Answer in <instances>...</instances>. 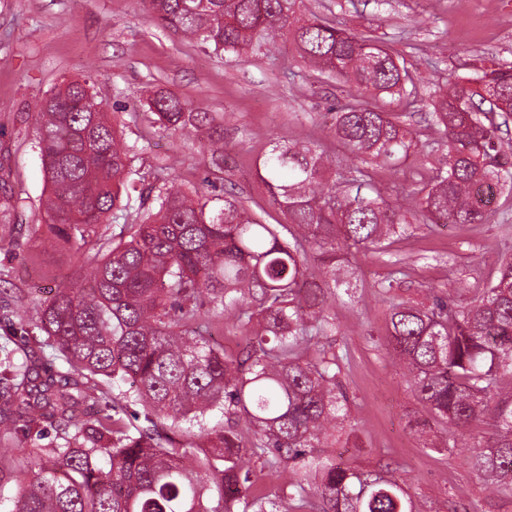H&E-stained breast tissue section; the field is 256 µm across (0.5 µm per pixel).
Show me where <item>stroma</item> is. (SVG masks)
Returning a JSON list of instances; mask_svg holds the SVG:
<instances>
[{
	"mask_svg": "<svg viewBox=\"0 0 512 512\" xmlns=\"http://www.w3.org/2000/svg\"><path fill=\"white\" fill-rule=\"evenodd\" d=\"M305 8L377 39L413 76L418 103L410 121L424 150L400 166L369 169L395 200L418 191L438 165L441 133L426 108L434 90L485 68H512V0H305ZM84 77L135 146L137 175L154 185L175 181L203 199L234 190L268 224L281 214L256 167L273 140H310L337 167L350 163L328 115L349 89L316 78L291 41L275 54L238 59L163 28L143 0H0V305L15 304L21 314L75 280L82 262L75 247L48 243L35 115L58 83ZM149 90L180 97L209 122L170 133L144 104ZM217 138L224 173L215 180L209 146ZM493 207L484 224L435 226L416 212L389 255L349 251L355 298L331 306L340 327L331 343L349 398V439L332 454L345 468L397 471L415 512H512V496L465 465L472 436L450 437L440 425L415 432L428 412L388 346L393 302L427 303L435 294L465 300L494 278L500 256L512 252V189L499 190ZM394 272L393 290L380 294L379 282Z\"/></svg>",
	"mask_w": 512,
	"mask_h": 512,
	"instance_id": "obj_1",
	"label": "stroma"
}]
</instances>
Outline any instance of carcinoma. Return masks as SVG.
<instances>
[{
	"label": "carcinoma",
	"instance_id": "obj_1",
	"mask_svg": "<svg viewBox=\"0 0 512 512\" xmlns=\"http://www.w3.org/2000/svg\"><path fill=\"white\" fill-rule=\"evenodd\" d=\"M143 2L217 55L270 53L288 39L312 70L354 87L332 129L359 165L344 174L316 147L274 140L259 173L285 224L262 223L229 191L209 208L173 181L141 191L140 206L154 208L133 217L122 189L134 147L87 81L46 94L36 122L47 225L81 253L84 270L28 316L0 306V438L21 444L0 453L38 466L19 480L10 512H238L241 503L290 512L311 500L319 512H414L401 477L342 468L318 452L336 442L349 412L339 359L323 343L339 331L332 302L354 298L344 252L383 255L410 227L409 208L387 203L365 168L419 150L408 114L376 102L415 105L407 68L364 34L305 16L303 0ZM477 81L470 92L450 80L430 102L444 153L416 198L428 224L485 223L482 189L512 176L496 122L512 111V69L484 70ZM148 107L174 133L199 117L167 93ZM108 217L125 219L110 238L96 232ZM205 312L240 331L241 355L204 336ZM390 326L392 357L432 418L461 433L490 426L465 463L512 492V400L493 393L499 375H512V260L465 303L435 295L428 306L392 304ZM35 329L66 369L43 370ZM98 377L129 388L103 406L91 385ZM131 405L147 425H126ZM49 427L62 444L22 447ZM250 448L267 451L265 468L292 467L288 491L249 498Z\"/></svg>",
	"mask_w": 512,
	"mask_h": 512
}]
</instances>
